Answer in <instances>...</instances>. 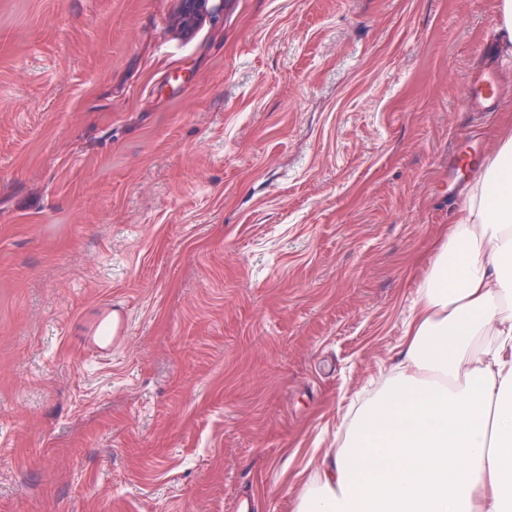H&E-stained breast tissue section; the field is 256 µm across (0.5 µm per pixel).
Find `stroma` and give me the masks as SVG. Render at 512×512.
<instances>
[{"label":"stroma","mask_w":512,"mask_h":512,"mask_svg":"<svg viewBox=\"0 0 512 512\" xmlns=\"http://www.w3.org/2000/svg\"><path fill=\"white\" fill-rule=\"evenodd\" d=\"M180 8L0 0V512H294L512 121L492 0ZM182 10L179 17V25L184 30H191L202 14L213 5L206 0H182ZM464 101L475 112H492L498 107L500 99L491 75L474 77L466 86ZM129 335L127 316L116 305L101 307L85 327L83 342L100 355H111Z\"/></svg>","instance_id":"1"}]
</instances>
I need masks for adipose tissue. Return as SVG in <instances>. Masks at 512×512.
<instances>
[{"label":"adipose tissue","mask_w":512,"mask_h":512,"mask_svg":"<svg viewBox=\"0 0 512 512\" xmlns=\"http://www.w3.org/2000/svg\"><path fill=\"white\" fill-rule=\"evenodd\" d=\"M477 169L394 374L295 512H512V127Z\"/></svg>","instance_id":"obj_1"}]
</instances>
